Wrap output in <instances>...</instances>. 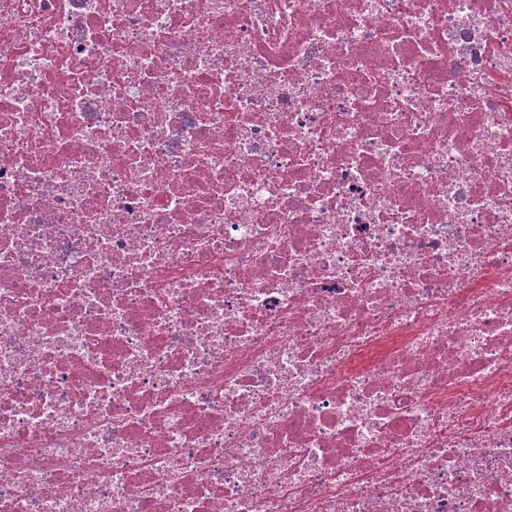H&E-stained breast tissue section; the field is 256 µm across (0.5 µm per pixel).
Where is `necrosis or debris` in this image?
Instances as JSON below:
<instances>
[{"mask_svg":"<svg viewBox=\"0 0 512 512\" xmlns=\"http://www.w3.org/2000/svg\"><path fill=\"white\" fill-rule=\"evenodd\" d=\"M0 512H512V0H0Z\"/></svg>","mask_w":512,"mask_h":512,"instance_id":"1","label":"necrosis or debris"}]
</instances>
